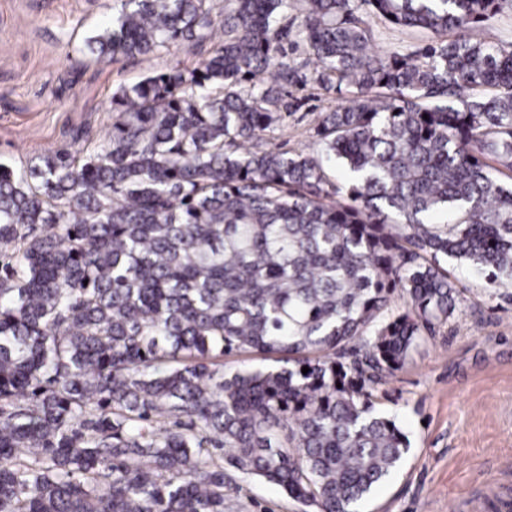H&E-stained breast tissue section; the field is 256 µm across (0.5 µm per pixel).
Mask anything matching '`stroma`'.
Masks as SVG:
<instances>
[{
	"label": "stroma",
	"instance_id": "35a3bbf8",
	"mask_svg": "<svg viewBox=\"0 0 512 512\" xmlns=\"http://www.w3.org/2000/svg\"><path fill=\"white\" fill-rule=\"evenodd\" d=\"M114 0H0V160L20 163L41 150L71 146L69 132L105 134L116 117L112 91L138 82L148 68L172 63L90 60L84 39L112 18ZM307 0H288L279 15L289 33L283 52L299 69L285 91L287 109L267 146L318 154L321 113L347 103L349 90L325 91L319 64L297 31ZM375 51L406 53L429 43L424 30L364 15ZM449 275L465 302L434 334L422 336L405 365L378 388V407L405 426L411 448L400 470L376 487L362 512H480L512 500V288L491 294L457 262ZM233 512H309L269 482L225 467Z\"/></svg>",
	"mask_w": 512,
	"mask_h": 512
}]
</instances>
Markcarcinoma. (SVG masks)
Segmentation results:
<instances>
[{"instance_id":"cac0c4a2","label":"carcinoma","mask_w":512,"mask_h":512,"mask_svg":"<svg viewBox=\"0 0 512 512\" xmlns=\"http://www.w3.org/2000/svg\"><path fill=\"white\" fill-rule=\"evenodd\" d=\"M117 2L97 62L195 63L113 91L105 136L0 162V512H225L213 448L359 512L410 449L377 388L463 302L443 262L512 288V49L468 34L505 0H308L317 81L353 89L317 128L345 189L261 147L288 0ZM360 7L434 39L380 55ZM242 351L277 365L224 374Z\"/></svg>"}]
</instances>
